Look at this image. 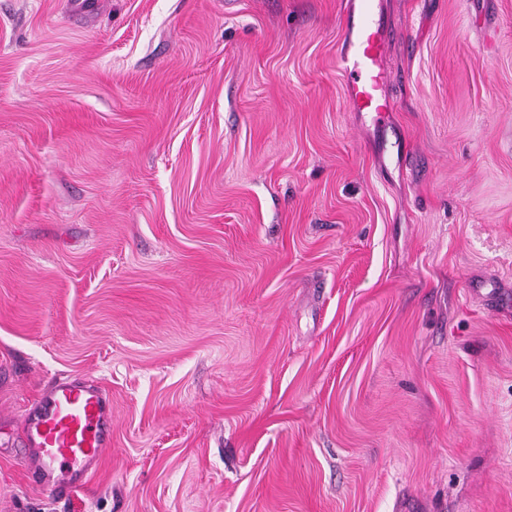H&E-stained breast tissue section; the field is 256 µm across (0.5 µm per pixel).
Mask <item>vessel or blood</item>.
<instances>
[{"label": "vessel or blood", "instance_id": "b4317fda", "mask_svg": "<svg viewBox=\"0 0 512 512\" xmlns=\"http://www.w3.org/2000/svg\"><path fill=\"white\" fill-rule=\"evenodd\" d=\"M387 45V30L377 18L374 0H351L339 58L357 111L387 109L380 97L391 81L382 66ZM23 429L34 480L58 495L95 469L112 445V416L103 394L62 379L51 382Z\"/></svg>", "mask_w": 512, "mask_h": 512}]
</instances>
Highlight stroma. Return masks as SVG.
I'll return each instance as SVG.
<instances>
[{"mask_svg":"<svg viewBox=\"0 0 512 512\" xmlns=\"http://www.w3.org/2000/svg\"><path fill=\"white\" fill-rule=\"evenodd\" d=\"M375 3L382 118L341 0H0V512H512V0ZM345 17V46L339 54L347 76L348 95L358 112H387L379 92L391 82L382 66L388 45L387 29L377 20L374 0H349ZM33 479L57 495L75 487L112 446V416L103 394L90 386L54 380L24 420ZM69 481L55 480L56 471Z\"/></svg>","mask_w":512,"mask_h":512,"instance_id":"1","label":"stroma"}]
</instances>
